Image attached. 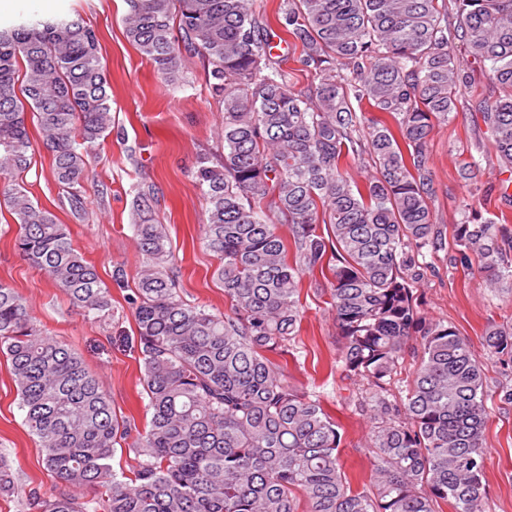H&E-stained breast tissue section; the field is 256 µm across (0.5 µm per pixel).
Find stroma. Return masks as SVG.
<instances>
[{
  "instance_id": "1",
  "label": "stroma",
  "mask_w": 512,
  "mask_h": 512,
  "mask_svg": "<svg viewBox=\"0 0 512 512\" xmlns=\"http://www.w3.org/2000/svg\"><path fill=\"white\" fill-rule=\"evenodd\" d=\"M127 10L124 0H15L12 8L0 10L1 26L34 17L77 16L98 33L111 87L112 131L91 161L82 210L73 212L66 192L52 176L51 156L43 146H36L32 167L18 182L32 201L68 226L74 247L108 283L112 319L104 324L87 320L63 292L31 268L15 247L18 227L1 201L0 282L27 299L46 333L79 352L89 369L102 376L117 414L141 426L146 400L141 394L137 328L128 303L140 263L133 230L136 196L148 188L156 192L155 218L168 228L180 267V295L214 313L228 310L215 276L220 260L203 240L205 201L192 176L196 161L222 154L224 143L218 135L222 107L211 94L205 62L193 58L178 80H166L128 41L123 24ZM476 148L482 152L481 173L467 181L459 174V162ZM429 152L435 168L433 211L443 229L460 220L466 202L486 214L506 213L512 221V206H505L496 191L495 152L490 145H478L471 111L458 110L452 121L436 125ZM118 266L126 274L122 285L112 280ZM420 272L416 295L421 311L456 326L475 356L484 358L486 329L512 322V304L487 290L478 274L455 264L447 251L428 255ZM328 299L323 286L304 276L303 318L295 340L299 359L288 362L285 373L298 389L319 394L340 420L341 460L348 476L358 483L369 470L373 420L361 386L331 370L342 339ZM485 442L491 452L485 510L512 512V404L492 402ZM0 454L12 460L18 481L45 491L55 487L38 442L24 424L9 364L1 356Z\"/></svg>"
}]
</instances>
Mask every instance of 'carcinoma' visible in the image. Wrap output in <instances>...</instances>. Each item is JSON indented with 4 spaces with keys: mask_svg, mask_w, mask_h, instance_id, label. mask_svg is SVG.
Segmentation results:
<instances>
[{
    "mask_svg": "<svg viewBox=\"0 0 512 512\" xmlns=\"http://www.w3.org/2000/svg\"><path fill=\"white\" fill-rule=\"evenodd\" d=\"M126 2V36L157 72L173 81L199 56L222 102L224 153L198 161L193 176L230 307L213 313L180 297L166 227L149 219L157 198L138 193L141 267L129 304L148 400L140 430L117 415L83 357L45 334L25 298L0 282V354L61 484L50 494L27 488L0 456V495L25 512H438L441 502L485 512V363L454 325L420 315L414 288L419 258L448 248L512 302L506 215L466 203L445 235L427 150L435 125L457 111V89L481 75L493 93L470 110L509 174L498 191L512 206V0H282L278 25L318 76L299 90L273 55L258 0ZM98 46L79 18L0 27V173L30 170L32 113L76 213L112 127ZM364 143L373 174L360 183L348 167ZM0 194L30 266L88 319H110V289L67 225L19 184ZM307 274L329 286L343 339L332 368L373 390L360 489L343 470L339 421L288 383L281 362L294 356ZM484 346L487 360L512 363V323L490 326ZM409 349L416 367L393 403L386 385ZM119 450L136 460L128 475L113 468ZM70 487L96 496L79 499Z\"/></svg>",
    "mask_w": 512,
    "mask_h": 512,
    "instance_id": "1",
    "label": "carcinoma"
}]
</instances>
